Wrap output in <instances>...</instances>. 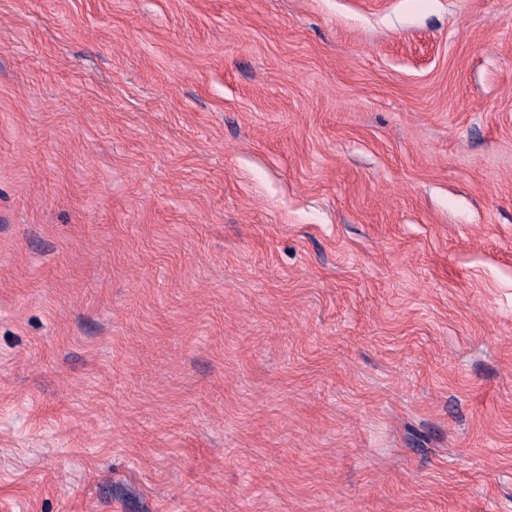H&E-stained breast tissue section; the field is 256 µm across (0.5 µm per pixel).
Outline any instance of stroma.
Returning a JSON list of instances; mask_svg holds the SVG:
<instances>
[{
  "instance_id": "35a3bbf8",
  "label": "stroma",
  "mask_w": 512,
  "mask_h": 512,
  "mask_svg": "<svg viewBox=\"0 0 512 512\" xmlns=\"http://www.w3.org/2000/svg\"><path fill=\"white\" fill-rule=\"evenodd\" d=\"M0 512H512V0H0Z\"/></svg>"
}]
</instances>
